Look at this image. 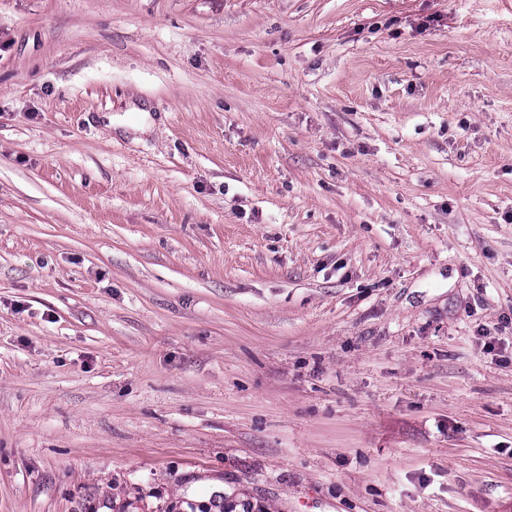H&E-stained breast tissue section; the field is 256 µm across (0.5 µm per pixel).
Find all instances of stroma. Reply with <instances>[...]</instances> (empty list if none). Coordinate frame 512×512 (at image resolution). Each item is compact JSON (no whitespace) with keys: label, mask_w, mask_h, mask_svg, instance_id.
I'll return each instance as SVG.
<instances>
[{"label":"stroma","mask_w":512,"mask_h":512,"mask_svg":"<svg viewBox=\"0 0 512 512\" xmlns=\"http://www.w3.org/2000/svg\"><path fill=\"white\" fill-rule=\"evenodd\" d=\"M249 504L512 512V0H0V512Z\"/></svg>","instance_id":"obj_1"}]
</instances>
